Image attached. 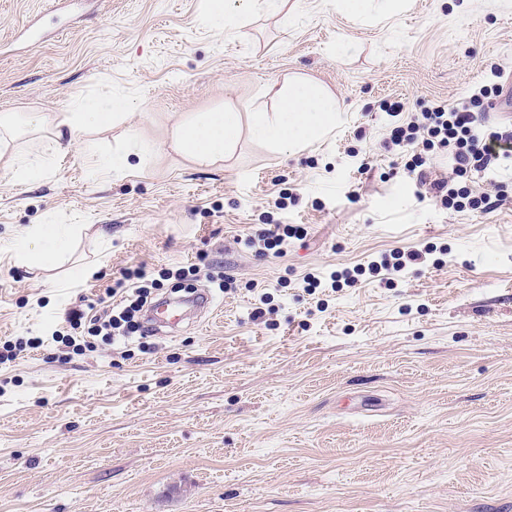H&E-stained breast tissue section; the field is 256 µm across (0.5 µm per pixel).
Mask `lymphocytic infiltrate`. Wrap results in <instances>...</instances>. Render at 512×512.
<instances>
[{"label":"lymphocytic infiltrate","instance_id":"1","mask_svg":"<svg viewBox=\"0 0 512 512\" xmlns=\"http://www.w3.org/2000/svg\"><path fill=\"white\" fill-rule=\"evenodd\" d=\"M498 84L483 86L478 93L454 106L436 104L415 113L409 121H400L405 102L387 104L386 112L394 122L390 128V143L410 149L406 162L415 172L418 184L442 208L456 211H486L489 199L472 187L460 184L459 179L470 172L488 173L505 162H512V130L482 124L477 119L486 100L499 95ZM440 150L447 151L452 174L436 178L432 175V157ZM159 282L146 265L126 269L110 287V295L120 296L118 304H107L102 316L92 321L91 335L127 339L146 337L140 314L149 291Z\"/></svg>","mask_w":512,"mask_h":512}]
</instances>
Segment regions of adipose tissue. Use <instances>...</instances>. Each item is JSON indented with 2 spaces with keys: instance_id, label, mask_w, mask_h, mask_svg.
<instances>
[{
  "instance_id": "obj_1",
  "label": "adipose tissue",
  "mask_w": 512,
  "mask_h": 512,
  "mask_svg": "<svg viewBox=\"0 0 512 512\" xmlns=\"http://www.w3.org/2000/svg\"><path fill=\"white\" fill-rule=\"evenodd\" d=\"M130 106L106 90L81 99L75 111L51 113L4 112L0 114V158H6L18 176L39 180L48 156L79 150L92 167L107 173L129 170L133 160L142 159L150 142L140 133H131L123 146L109 154L101 153L93 135L111 128L123 119ZM339 105L335 97L306 80L289 83L273 115L254 114L251 134L272 149L293 153L336 126ZM242 126L239 113L229 109L197 112L178 126L174 147L180 154L199 163L223 158L236 144ZM76 225L35 224L17 238L14 250L19 260L37 257L45 268L67 260L72 252Z\"/></svg>"
}]
</instances>
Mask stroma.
<instances>
[{
	"mask_svg": "<svg viewBox=\"0 0 512 512\" xmlns=\"http://www.w3.org/2000/svg\"><path fill=\"white\" fill-rule=\"evenodd\" d=\"M288 6L257 0L218 30L210 0H91L18 47L54 5L0 0V113L68 112L106 85L132 109L100 147L153 145L121 175L77 150L35 182L0 160V346L40 341L0 364V512H512V169L468 177L505 193L491 212L419 200L382 108L511 81L512 0H411L365 22L336 0ZM292 78L339 103L320 142L281 154L245 129L209 166L173 150L186 116L274 112ZM286 188L299 201L277 209ZM265 218L307 236L258 255L243 239ZM48 221L81 225L83 279L17 261L18 235ZM414 246L431 253L400 277L368 272ZM141 262L234 284L171 334L65 323ZM311 273L340 281L308 288Z\"/></svg>",
	"mask_w": 512,
	"mask_h": 512,
	"instance_id": "stroma-1",
	"label": "stroma"
}]
</instances>
